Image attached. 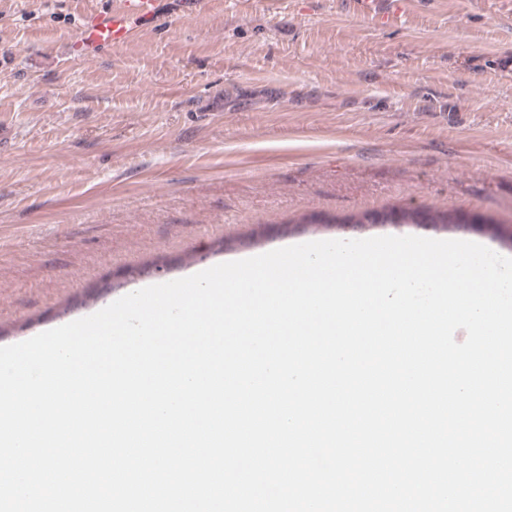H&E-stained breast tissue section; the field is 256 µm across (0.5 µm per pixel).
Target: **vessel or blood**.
I'll return each mask as SVG.
<instances>
[{"mask_svg":"<svg viewBox=\"0 0 512 512\" xmlns=\"http://www.w3.org/2000/svg\"><path fill=\"white\" fill-rule=\"evenodd\" d=\"M161 0H112L110 10L85 17L68 52L79 59L96 57L106 47L128 42L136 29L155 26L160 19ZM380 23L398 19L404 0H358Z\"/></svg>","mask_w":512,"mask_h":512,"instance_id":"1","label":"vessel or blood"}]
</instances>
